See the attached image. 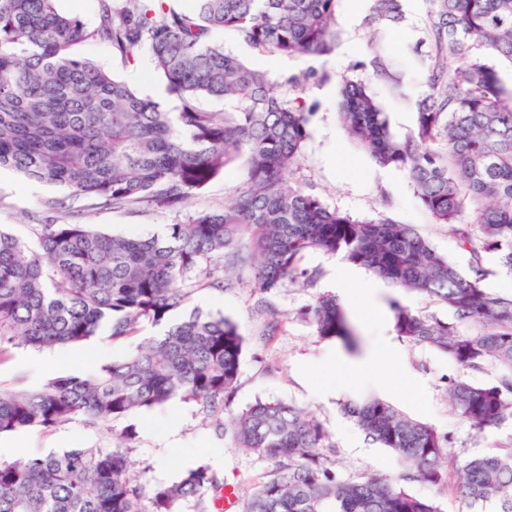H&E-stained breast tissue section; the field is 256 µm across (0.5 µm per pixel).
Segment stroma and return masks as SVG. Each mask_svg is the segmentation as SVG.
Segmentation results:
<instances>
[{"label": "stroma", "mask_w": 512, "mask_h": 512, "mask_svg": "<svg viewBox=\"0 0 512 512\" xmlns=\"http://www.w3.org/2000/svg\"><path fill=\"white\" fill-rule=\"evenodd\" d=\"M372 0H341L337 11L338 45L316 61L284 59L277 71H269L281 83L308 68L324 72L325 80L309 85L306 95L318 108L311 119L304 148L291 166L288 177L317 195L332 209L353 218L391 217L410 224L440 254L462 271H470L471 255L460 247L450 226L436 223L418 202L414 187L403 171L381 167L348 137L338 113V82L347 76L363 81L390 116L398 137L415 127V102L427 91V73L420 63L431 47L426 38L427 0H403L405 17L397 24L372 27L367 23ZM379 39L398 61L406 96L389 91L387 79L371 63L369 44ZM79 54L91 58L114 76L129 83L139 94L174 110L163 78L155 71L149 51H141L134 62L113 58L103 43H84ZM244 184L239 166H229L223 176L193 197L186 211L133 212L93 208L81 199L70 200L59 221L89 224L108 233L126 237H149L170 225L185 221L187 213L221 207ZM62 188L43 186L17 174L0 171V224L23 239H31L34 218L47 215L48 200L64 197ZM301 266L317 271L313 286L284 282L265 292L256 287L251 265L232 259L224 261V287H199L191 306L231 318L244 338L237 389L226 407L234 415L258 399H280L294 403L321 421L329 432L336 453L337 470L346 476L397 474L391 453L367 441L355 422L340 411L341 403L359 394H374L392 402L405 415L432 425L447 437L450 461L512 446V423L482 432L472 429L457 415L448 396V382L462 378L486 382L494 370H464L432 347L414 345L399 338L392 326L390 299H397L421 314L448 318L446 306L417 291H403L379 284L370 271L359 280L344 277L334 257L320 251L305 253ZM342 289L351 300L345 311L360 335L358 351H348L341 342L319 340L299 313L321 293ZM79 363L58 358L56 349H19L0 362V382L10 383L20 373L39 383L65 370H79ZM132 428L137 439L131 456L137 470L150 483H167L200 465L209 466L239 492L268 473L271 460L236 448L230 438L219 437L203 425L195 403L173 399L169 403L115 422V429ZM113 428V429H114ZM111 431V430H110ZM109 430L91 428L75 420L48 433L35 430L0 435V458L10 460L36 452H60L78 447H108Z\"/></svg>", "instance_id": "35a3bbf8"}]
</instances>
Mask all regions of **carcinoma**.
I'll list each match as a JSON object with an SVG mask.
<instances>
[{
    "label": "carcinoma",
    "instance_id": "cac0c4a2",
    "mask_svg": "<svg viewBox=\"0 0 512 512\" xmlns=\"http://www.w3.org/2000/svg\"><path fill=\"white\" fill-rule=\"evenodd\" d=\"M98 0L97 23L59 11L56 0H0V169L63 187L102 207L181 211L238 164L245 187L224 209L194 212L163 237L109 235L88 224L32 225L36 246L0 228V361L21 347H78L109 329L119 343L145 324L159 328L135 351L88 374H56L37 386L0 384V435L48 432L74 419L112 432V423L179 397L236 447L275 461L245 495L239 512H442L412 494L411 482L447 478L448 439L378 396L342 404L365 438L388 449L397 481L345 477L322 453L328 432L314 416L282 400H257L224 424L244 339L222 314L186 311L192 287L214 277L242 236L266 292L286 280L310 286L300 268L318 250L370 270L394 288L420 291L448 308L450 319L390 302L398 337L428 345L464 368H498L497 379H453L452 408L478 430L512 420V295L483 287L482 253L512 272V84L475 51L512 64V0H428L422 63L428 92L416 103L405 138L365 84L341 79L339 118L351 138L382 167L404 171L437 222L460 221L475 206L479 245L468 225L455 228L472 255L462 273L409 224L355 220L328 208L286 178L308 138L315 104L306 87L326 79L310 69L284 80L268 75L214 40L222 31L260 53L317 59L337 45L339 0ZM402 17L401 0H373L370 22ZM85 42L115 58L150 50L168 94L169 112L93 60ZM374 69L392 80L391 63L374 50ZM203 98L236 103L208 112ZM303 316L322 341L359 346L356 328L332 293ZM477 330L462 334L459 327ZM128 427L108 447L72 448L0 459V512H217L228 484L206 465L169 484L146 486L135 470ZM472 512H512V448L471 456L453 485Z\"/></svg>",
    "mask_w": 512,
    "mask_h": 512
}]
</instances>
